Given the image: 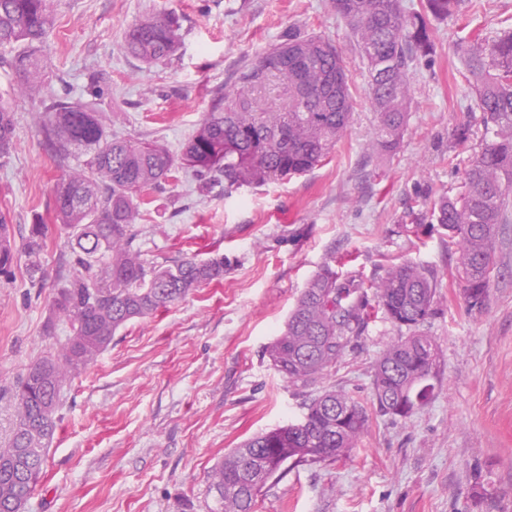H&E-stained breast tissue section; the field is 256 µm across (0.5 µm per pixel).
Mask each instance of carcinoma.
Masks as SVG:
<instances>
[{"label":"carcinoma","mask_w":512,"mask_h":512,"mask_svg":"<svg viewBox=\"0 0 512 512\" xmlns=\"http://www.w3.org/2000/svg\"><path fill=\"white\" fill-rule=\"evenodd\" d=\"M464 0H424L406 12L400 0H332L346 21L369 71L367 92L378 125L372 147L379 153L400 144L411 110L409 71L434 52L432 22L460 14ZM54 0H0V46L19 44L13 57L19 91L42 85L44 66L36 55L53 23ZM181 40L172 13L140 19L127 32L124 50L136 59H170ZM482 112L485 146L465 171L455 197L442 196L426 214L448 230L458 250V274L466 306L481 311L496 268L495 239L512 197V31L489 42L454 44ZM42 133L55 156H85L80 169L53 188V221L62 227L71 275L56 289L46 322L54 336L63 324L57 355L30 364L44 370L24 374L14 395L16 421L7 446H0V512H23L42 476L46 450L56 432V412L66 385L82 374L127 322L146 319L191 291L224 278L227 263L216 254L186 257L174 264L150 262L136 243L133 224L149 190L184 171L199 192L262 187L301 175L325 161L342 138L352 112L349 78L341 51L328 38L294 28L255 56L247 69L216 96L180 156L160 140L112 137L96 99L49 97L42 101ZM14 149L12 113L0 105V158ZM47 225H29L24 250L42 251ZM18 250L10 218L0 212V272ZM439 281L416 264L388 267L375 284V302L354 278H341L328 262L307 281L284 329L266 347L271 365L286 382L309 386L323 378L377 316L405 328L383 350L373 374L379 410H399L415 397L429 401L439 382L438 351L416 328L434 313ZM368 424L363 406L346 393L325 390L306 404L304 421L247 440L224 455L210 475L216 493L210 512H253L251 489L270 479L262 466L271 438L290 448H310L303 464L332 461L356 447Z\"/></svg>","instance_id":"carcinoma-1"}]
</instances>
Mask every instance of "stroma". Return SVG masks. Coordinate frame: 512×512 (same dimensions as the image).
<instances>
[{
  "label": "stroma",
  "instance_id": "1",
  "mask_svg": "<svg viewBox=\"0 0 512 512\" xmlns=\"http://www.w3.org/2000/svg\"><path fill=\"white\" fill-rule=\"evenodd\" d=\"M170 10L182 18L171 62L146 65L123 49L128 28ZM341 49L354 106L330 157L281 184L198 194L187 180L151 190L136 230L145 259L175 263L218 252L223 280L123 326L70 386L58 409L45 477L25 512H208V476L244 440L301 420L310 395L346 392L369 421L349 457L296 465L267 483L254 512H512V207L499 225L497 268L482 311L468 310L448 233L426 200L455 195L482 147L481 113L455 41L512 30V0H466L463 15L432 25L433 56L410 70L412 109L396 152L369 144L377 114L369 74L330 0H57L42 47L39 95L21 96L0 47V101L13 115L15 148L0 159V210L16 243L49 227L32 283L19 255L0 275V442L14 427L13 394L25 368L57 353L49 302L70 275L65 235L52 218L53 186L81 155L58 161L41 133L43 98L91 89L114 132L162 140L180 154L214 96L288 28ZM470 123L468 141L456 126ZM336 260L341 277L370 285L392 264L439 276L435 312L420 334L440 358L434 398L406 418L380 413L372 379L400 330L372 321L314 385L286 383L264 355L311 275Z\"/></svg>",
  "mask_w": 512,
  "mask_h": 512
}]
</instances>
